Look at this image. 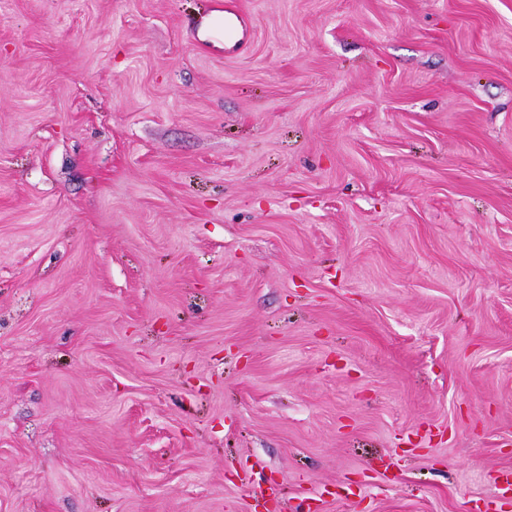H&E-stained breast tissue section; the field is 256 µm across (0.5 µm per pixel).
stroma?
I'll return each mask as SVG.
<instances>
[{
  "label": "stroma",
  "mask_w": 512,
  "mask_h": 512,
  "mask_svg": "<svg viewBox=\"0 0 512 512\" xmlns=\"http://www.w3.org/2000/svg\"><path fill=\"white\" fill-rule=\"evenodd\" d=\"M509 468L512 0H0V512ZM224 22V13L214 11L210 15L204 17L201 26L198 30V37L201 40H209L212 43L223 42L224 46V35L221 33V23Z\"/></svg>",
  "instance_id": "stroma-1"
}]
</instances>
